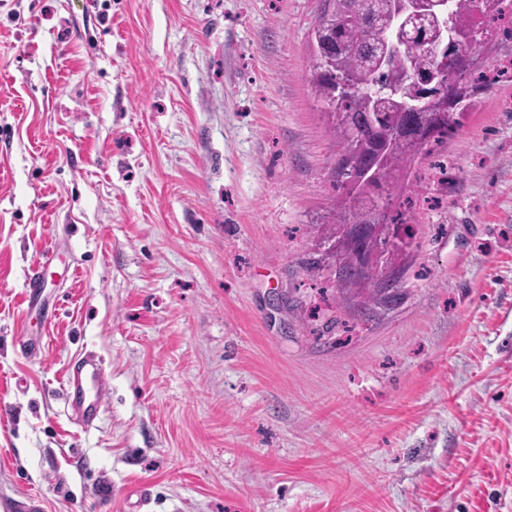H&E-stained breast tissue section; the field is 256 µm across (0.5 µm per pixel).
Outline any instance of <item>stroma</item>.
Returning a JSON list of instances; mask_svg holds the SVG:
<instances>
[{
    "instance_id": "obj_1",
    "label": "stroma",
    "mask_w": 512,
    "mask_h": 512,
    "mask_svg": "<svg viewBox=\"0 0 512 512\" xmlns=\"http://www.w3.org/2000/svg\"><path fill=\"white\" fill-rule=\"evenodd\" d=\"M319 8L0 0V504L512 512V81L449 138L447 180L409 182L411 244L364 306L315 235L348 203ZM491 29L490 74L512 66ZM85 351L111 372L89 428L65 386ZM57 259L58 253L51 247L28 270L25 277L23 299L29 307L40 301L45 284L44 273L55 264Z\"/></svg>"
}]
</instances>
